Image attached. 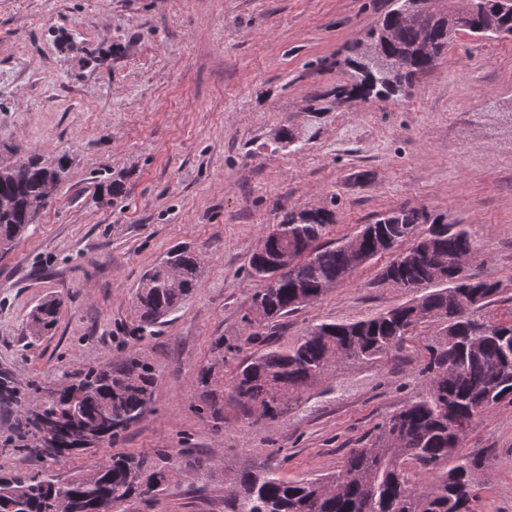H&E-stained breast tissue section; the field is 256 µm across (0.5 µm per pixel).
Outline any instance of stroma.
<instances>
[{"label": "stroma", "mask_w": 512, "mask_h": 512, "mask_svg": "<svg viewBox=\"0 0 512 512\" xmlns=\"http://www.w3.org/2000/svg\"><path fill=\"white\" fill-rule=\"evenodd\" d=\"M392 0H0V163L67 154L69 176L31 231L0 255V474L49 467L65 478L106 455L190 448L153 505L125 512H224V466L264 462L295 480L336 471L418 391L421 340L336 364L273 421L213 430L193 382L211 341L245 332L258 285L248 259L291 209L325 208L324 237L375 215L424 209L468 225L472 274L499 282L481 314L512 318V38L458 34L402 98L336 102L340 66ZM296 136L278 141L283 129ZM122 192L110 195L112 183ZM202 253L193 298L140 337L134 295L173 247ZM378 257L318 302L281 318L278 342L409 300ZM52 335L29 341L43 299ZM149 363L150 412L113 442L42 463L17 438L35 408L88 369ZM466 448L490 456L477 512H512V404L492 409ZM56 304L60 305V300L50 298L38 305L37 309H42V316L36 319L33 318V313L31 319L29 318L32 310L30 311L26 322V332L29 326L30 334L27 332L26 336H29L31 339H40L43 336H48L53 331L57 321Z\"/></svg>", "instance_id": "35a3bbf8"}]
</instances>
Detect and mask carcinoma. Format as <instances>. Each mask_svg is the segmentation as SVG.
Returning a JSON list of instances; mask_svg holds the SVG:
<instances>
[{"label": "carcinoma", "mask_w": 512, "mask_h": 512, "mask_svg": "<svg viewBox=\"0 0 512 512\" xmlns=\"http://www.w3.org/2000/svg\"><path fill=\"white\" fill-rule=\"evenodd\" d=\"M395 5L351 46L342 61L349 76L334 89L338 100L398 98L428 73L448 51L454 34L484 39L512 37V3L500 0H434L436 17L402 19L407 0ZM68 178L66 155L24 159L0 176V252L13 249L41 211L53 189ZM332 214L325 210H291L280 225L283 236L263 239L265 251H255L248 274L262 283L251 297L241 344L256 347L249 358L224 379V337L214 339L211 362L195 373L202 410L212 427H224V408L243 410L241 422L273 421L298 403L305 392L333 365L344 360H375L404 347L421 325L446 315H459L451 328L425 345L418 370L421 388L385 422L366 448H355L340 469L317 477L288 480L255 466L227 470L224 512H474L481 468L486 455L465 450L468 435L491 409L512 403V321H493L480 310L498 293V282L466 274L453 278L386 312L353 322L316 324L290 343L279 344L269 329L304 306L303 298L319 301L328 287L347 280L355 270L344 245L321 243ZM382 226L396 246L416 254L417 264L396 266L391 260L382 276L400 288L423 275H452L453 261L478 250V240L464 224H450L443 214L423 209H399L379 215L364 228ZM288 247L298 257L295 275L270 283L272 255ZM201 258L174 247L145 273L136 294L138 329L152 328L178 311L192 296ZM474 294L482 302L463 308ZM57 298L38 305L42 316L27 319L29 337L49 335L57 321ZM454 336H448V330ZM92 388L84 417L95 419L112 402L115 429L102 438L112 441L138 421L153 399L154 377L139 358L124 368L89 370L84 377L45 399L25 419L23 437L46 455L54 450L56 424H70L73 392ZM457 410V426L448 429V405ZM181 467L170 453L146 456L116 453L88 472L61 480L41 469L25 475L0 477V512H46L48 500H59L63 512H93L107 494L129 500L150 493L160 496Z\"/></svg>", "instance_id": "cac0c4a2"}]
</instances>
